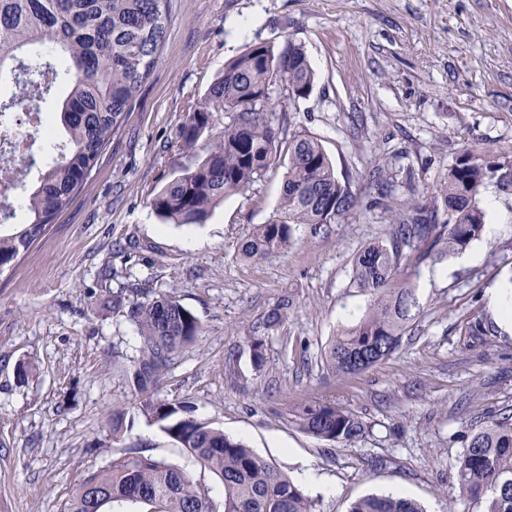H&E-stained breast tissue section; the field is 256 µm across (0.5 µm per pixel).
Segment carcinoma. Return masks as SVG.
Masks as SVG:
<instances>
[{
	"instance_id": "obj_1",
	"label": "carcinoma",
	"mask_w": 512,
	"mask_h": 512,
	"mask_svg": "<svg viewBox=\"0 0 512 512\" xmlns=\"http://www.w3.org/2000/svg\"><path fill=\"white\" fill-rule=\"evenodd\" d=\"M171 0H0V77L13 76L14 89L0 101V140L14 136L6 113L26 105L41 109L44 95L59 88L51 134L60 140L57 157L25 188L22 168L12 183L24 188L26 222L0 234V271L42 238L68 205L98 157L120 129L166 42ZM315 76L303 46L277 52L253 43L224 66L209 92L211 101L234 113L206 157L183 169L149 201L166 224H203L224 198L249 190L287 148L288 169L273 216L255 225L243 256L262 260L284 254L293 228L317 233L339 223L359 198L341 179L316 138L290 133L273 120L268 90L286 82L290 99L308 96ZM212 112L200 107L181 125L180 149L191 150L209 126ZM512 192V161H456L433 191L395 214L386 237L355 257L350 283L371 296L359 321L333 337L326 364L337 373L357 374L390 357L420 312L410 276L428 259L440 261L468 248L485 229L479 195L487 181ZM112 306L121 309L119 300ZM140 343L130 357L129 380L139 391L157 383L182 349L202 334L200 321L171 296L126 306ZM288 300L268 312L263 329L278 330L288 318ZM137 413L186 449L224 488L217 503L192 475L149 456L126 454L90 471L72 491L63 512H93V499L141 503L150 512H313V502L277 466L241 441L191 415L184 403L151 395ZM303 432L329 443H354L365 434L359 417L322 401L295 414ZM462 498L475 512H512V416H499L475 430L456 467ZM349 512H423L415 500L367 495Z\"/></svg>"
}]
</instances>
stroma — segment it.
<instances>
[{"label": "stroma", "mask_w": 512, "mask_h": 512, "mask_svg": "<svg viewBox=\"0 0 512 512\" xmlns=\"http://www.w3.org/2000/svg\"><path fill=\"white\" fill-rule=\"evenodd\" d=\"M259 42L304 46L311 93L272 98L361 205L325 232L297 226L287 253L246 261L239 246L275 211L287 158L202 224L162 223L149 200L231 122L210 105L195 148L177 147L225 63ZM488 156L512 160V0H172L165 47L119 133L46 235L0 272V512H61L90 470L131 452L186 469L222 501L220 481L134 408L138 335L109 301L164 295L203 333L157 395L189 402L290 479L313 469L328 483L306 491L314 512L398 488L427 512H471L457 460L486 417L512 415V333L492 314L494 291L512 290V195L487 183L481 196L497 208L481 239L420 265V313L394 354L341 374L324 353L368 307L349 285L353 261L388 233L389 207L421 197L457 159ZM378 167L394 185L384 207L368 179ZM285 297L288 319L255 364L249 338ZM315 398L360 417L363 438L330 445L300 431L293 412Z\"/></svg>", "instance_id": "35a3bbf8"}]
</instances>
